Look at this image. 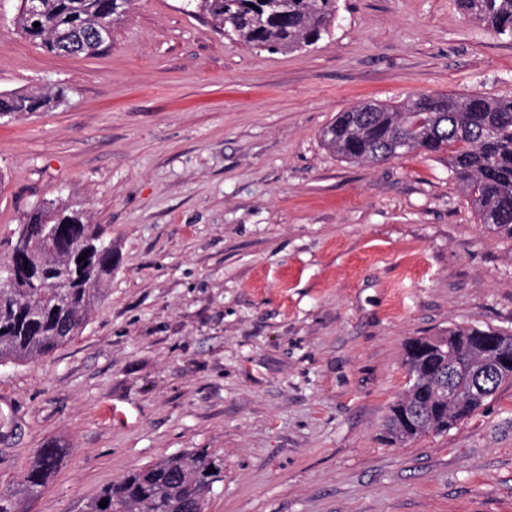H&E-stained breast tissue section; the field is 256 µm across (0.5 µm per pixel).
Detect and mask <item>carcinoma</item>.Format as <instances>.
<instances>
[{
	"instance_id": "obj_1",
	"label": "carcinoma",
	"mask_w": 512,
	"mask_h": 512,
	"mask_svg": "<svg viewBox=\"0 0 512 512\" xmlns=\"http://www.w3.org/2000/svg\"><path fill=\"white\" fill-rule=\"evenodd\" d=\"M132 0H39L31 12L18 0V31L48 52L96 56L108 46L97 31L115 32ZM192 13L233 40L254 48L290 53L304 50L331 33L338 0H189ZM463 12L512 39V0H458ZM40 26L35 27L33 23ZM64 96L37 91L0 94V118L24 119ZM328 150L345 161L379 163L414 152L448 153V172L475 206L480 220L512 238V98L421 94L397 103L368 102L338 113L322 133ZM31 225L23 281L0 267V364L45 356L79 336L104 300L115 252L103 225L93 223L82 204L66 197L47 200L25 218ZM86 259L78 261L80 255ZM493 336L512 351V334L454 326L437 336L416 338L443 352V375L452 377L453 400L435 388L434 362L411 344L404 349L408 381L383 424L386 438L407 442L443 433L480 409L505 384L485 375L472 341ZM60 450L45 446L16 489L0 491V512H20L24 497L41 494L58 467ZM213 472H207V469ZM223 460L206 448L173 455L128 472L92 499L87 512H205L206 497ZM107 501V506L99 503Z\"/></svg>"
}]
</instances>
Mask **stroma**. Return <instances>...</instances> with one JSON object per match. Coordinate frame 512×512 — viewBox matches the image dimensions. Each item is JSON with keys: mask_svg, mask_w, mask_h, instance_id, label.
I'll return each mask as SVG.
<instances>
[{"mask_svg": "<svg viewBox=\"0 0 512 512\" xmlns=\"http://www.w3.org/2000/svg\"><path fill=\"white\" fill-rule=\"evenodd\" d=\"M0 0V92L67 88L0 119V260L70 193L118 254L83 333L0 365V489L60 463L22 512H86L131 469L224 461L205 512H512V383L471 418L393 446L404 345L453 325L512 334V239L444 153L326 149L353 106L512 97V40L457 0H339L329 37L245 46L186 0H136L110 49L50 54Z\"/></svg>", "mask_w": 512, "mask_h": 512, "instance_id": "obj_1", "label": "stroma"}]
</instances>
